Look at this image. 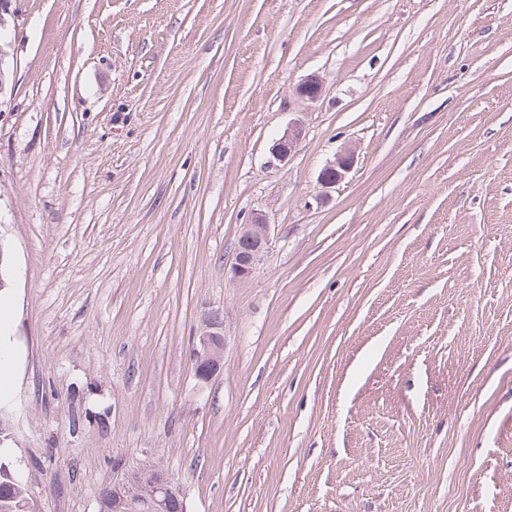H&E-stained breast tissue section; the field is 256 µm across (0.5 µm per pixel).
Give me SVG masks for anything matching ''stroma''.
I'll use <instances>...</instances> for the list:
<instances>
[{
    "mask_svg": "<svg viewBox=\"0 0 512 512\" xmlns=\"http://www.w3.org/2000/svg\"><path fill=\"white\" fill-rule=\"evenodd\" d=\"M5 29L0 415L41 512H97L118 461L187 512H512V0H11ZM303 137V127L298 123L291 124L282 137L273 142L270 151L273 159L286 162ZM355 155L351 149L339 152L333 163L326 166L321 173L320 181L324 185H332L342 181L354 164ZM266 216L255 213L250 224H243L234 248L232 278L237 283L247 282L255 269L256 263L269 243ZM207 329L193 349L194 372L201 382H208L223 360L225 337L222 324L209 320Z\"/></svg>",
    "mask_w": 512,
    "mask_h": 512,
    "instance_id": "35a3bbf8",
    "label": "stroma"
}]
</instances>
